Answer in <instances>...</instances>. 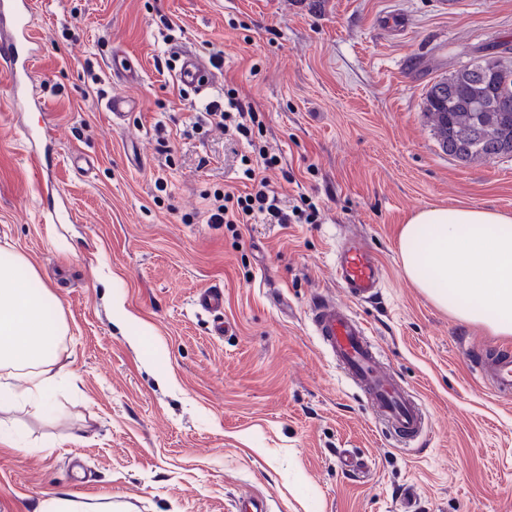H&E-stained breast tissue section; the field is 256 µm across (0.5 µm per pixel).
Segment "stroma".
<instances>
[{
    "mask_svg": "<svg viewBox=\"0 0 512 512\" xmlns=\"http://www.w3.org/2000/svg\"><path fill=\"white\" fill-rule=\"evenodd\" d=\"M34 2L31 69L49 110L16 119L0 78V247L61 303L68 383L54 423L0 412V512H41L59 490L122 512H239L245 493L268 512H404L409 487L417 512H512V399L476 375L507 339L438 307L398 253L422 208L512 212V157L459 162L423 113L434 81L512 43V0ZM181 43L224 52L204 92L175 79ZM116 52L130 79L110 76ZM227 87L261 113L256 142L281 159L285 203L311 198L320 223H209L214 190L240 187L251 152L191 127ZM115 94L134 102L118 125ZM23 122L53 127L50 178L74 223L43 209ZM351 236L385 270L382 295L352 310L430 417L411 452L310 330L312 298L342 294L331 251ZM211 287L224 290L221 338L194 303ZM114 296L136 324L118 322Z\"/></svg>",
    "mask_w": 512,
    "mask_h": 512,
    "instance_id": "obj_1",
    "label": "stroma"
}]
</instances>
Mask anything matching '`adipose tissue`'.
Masks as SVG:
<instances>
[{"instance_id":"obj_1","label":"adipose tissue","mask_w":512,"mask_h":512,"mask_svg":"<svg viewBox=\"0 0 512 512\" xmlns=\"http://www.w3.org/2000/svg\"><path fill=\"white\" fill-rule=\"evenodd\" d=\"M404 274L462 321L512 335V215L476 207L415 212L399 237ZM67 334L62 306L20 253L0 247V411L54 418Z\"/></svg>"}]
</instances>
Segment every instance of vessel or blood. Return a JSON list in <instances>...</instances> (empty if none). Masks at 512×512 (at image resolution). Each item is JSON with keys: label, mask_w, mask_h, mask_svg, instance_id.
<instances>
[{"label": "vessel or blood", "mask_w": 512, "mask_h": 512, "mask_svg": "<svg viewBox=\"0 0 512 512\" xmlns=\"http://www.w3.org/2000/svg\"><path fill=\"white\" fill-rule=\"evenodd\" d=\"M33 8V0H0V72L7 79L10 102L17 112L39 107L31 91L29 71L37 52L29 37ZM177 54L181 61L177 81L189 88H206L212 74L204 59L189 48H178ZM24 133L29 158L35 169H42L50 159L43 146L52 130L28 127ZM333 256L336 281L346 298L337 301L325 295L315 296L309 316L312 332L324 354L335 361L344 379L365 396L374 413L404 442L414 443L427 430L428 415L408 389L383 368L368 325L351 308L352 303L378 297L384 283V267L369 245L356 237L337 241ZM195 304L211 316L213 335H223L227 328L223 289H202ZM479 378L494 396L511 398L512 352L505 350L482 360Z\"/></svg>", "instance_id": "obj_1"}]
</instances>
